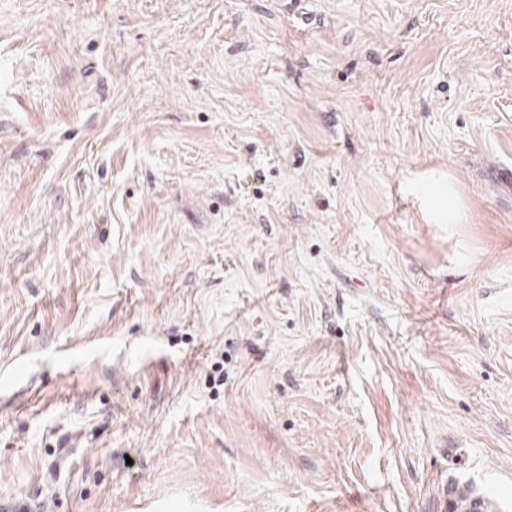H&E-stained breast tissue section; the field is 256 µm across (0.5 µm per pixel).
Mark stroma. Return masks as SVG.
Instances as JSON below:
<instances>
[{"label":"stroma","mask_w":512,"mask_h":512,"mask_svg":"<svg viewBox=\"0 0 512 512\" xmlns=\"http://www.w3.org/2000/svg\"><path fill=\"white\" fill-rule=\"evenodd\" d=\"M314 3L0 0V512H512V0ZM407 191L412 196H423L432 202L431 208L433 211L429 213L439 224H456L459 222V199L449 180L448 188L429 180L419 184H411L407 187ZM438 501L439 512H488L492 507L471 484L456 480L441 487Z\"/></svg>","instance_id":"stroma-1"}]
</instances>
